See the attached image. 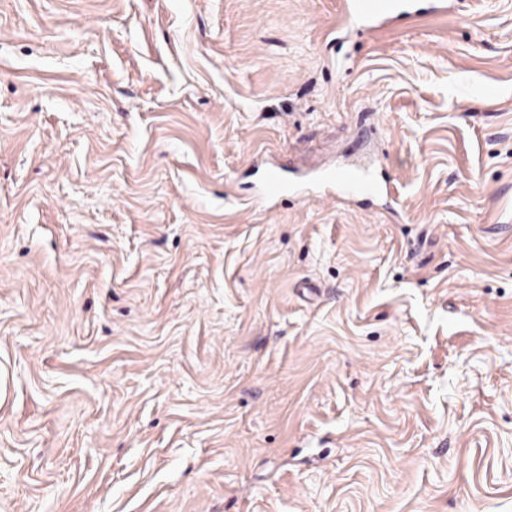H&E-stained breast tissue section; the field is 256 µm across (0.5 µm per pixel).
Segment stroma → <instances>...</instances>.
Masks as SVG:
<instances>
[{
    "mask_svg": "<svg viewBox=\"0 0 512 512\" xmlns=\"http://www.w3.org/2000/svg\"><path fill=\"white\" fill-rule=\"evenodd\" d=\"M432 2L0 0V512H512V0ZM396 3L393 0H344V13L361 23L365 29L372 30L383 24L393 22ZM329 179L339 187L340 191L349 197L358 195L367 196L370 198H378L383 195L389 194L387 185H382L378 182L364 184L349 171L334 172L329 176Z\"/></svg>",
    "mask_w": 512,
    "mask_h": 512,
    "instance_id": "stroma-1",
    "label": "stroma"
}]
</instances>
